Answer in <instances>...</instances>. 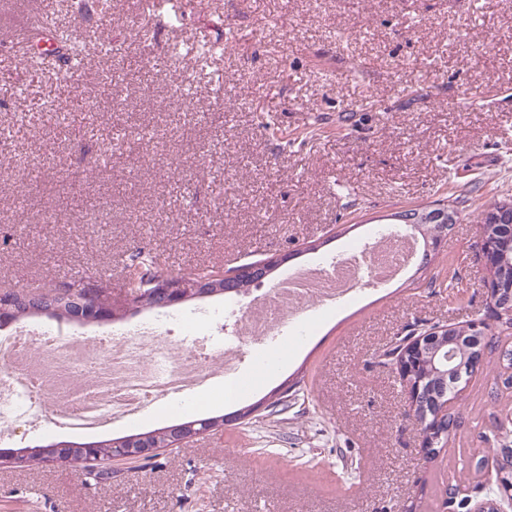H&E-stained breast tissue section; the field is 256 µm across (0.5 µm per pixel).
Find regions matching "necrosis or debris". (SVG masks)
Here are the masks:
<instances>
[{"label":"necrosis or debris","instance_id":"obj_1","mask_svg":"<svg viewBox=\"0 0 512 512\" xmlns=\"http://www.w3.org/2000/svg\"><path fill=\"white\" fill-rule=\"evenodd\" d=\"M414 244L379 232L371 246H355L324 270H307L280 279L268 299L239 313L238 345L224 349L204 341L185 344L171 335L177 316L124 335L99 337L93 347L52 329L19 327L0 336V434L28 426L40 411L55 424L80 431L131 419L162 398H182L216 383L234 390L244 345L263 346L295 321L306 302L335 305L349 296L357 280L354 260L368 255L406 270Z\"/></svg>","mask_w":512,"mask_h":512}]
</instances>
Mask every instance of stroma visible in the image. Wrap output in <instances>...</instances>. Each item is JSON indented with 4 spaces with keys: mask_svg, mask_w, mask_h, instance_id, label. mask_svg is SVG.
Here are the masks:
<instances>
[{
    "mask_svg": "<svg viewBox=\"0 0 512 512\" xmlns=\"http://www.w3.org/2000/svg\"><path fill=\"white\" fill-rule=\"evenodd\" d=\"M77 3L0 0V285L81 277L117 304L139 248L175 273L293 250L292 270L338 257L399 210L448 197L459 220L425 270L325 313L307 306L286 363L247 348L241 377L254 387L239 406L293 383L286 421L235 422L146 467L114 462L97 488L68 466L0 469V512H442L445 482L471 476L469 455L499 448L489 420L512 411V397H494L498 370L484 364L462 403L468 426L430 463L403 388L374 356L405 325L462 322L484 307L478 212L512 197V0H183L173 25L153 20L146 0H112L104 18ZM49 7L85 32L80 89L95 111L58 94ZM197 40L220 48L207 64H157ZM38 53L53 56L50 70L19 86L23 57ZM107 70L109 86L98 78ZM48 98L71 114L68 130L40 112ZM141 125L149 140L124 145ZM160 315L130 309L61 328L91 342ZM231 412L212 389L91 433L45 411L8 446Z\"/></svg>",
    "mask_w": 512,
    "mask_h": 512,
    "instance_id": "obj_1",
    "label": "stroma"
}]
</instances>
